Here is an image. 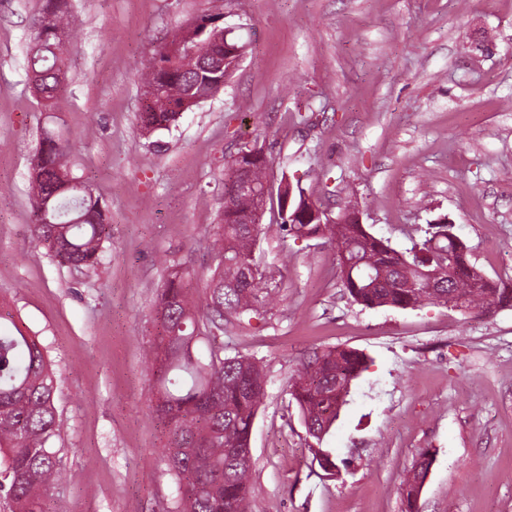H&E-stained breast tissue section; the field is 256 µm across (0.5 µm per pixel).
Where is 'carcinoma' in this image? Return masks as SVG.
I'll return each mask as SVG.
<instances>
[{"instance_id": "carcinoma-1", "label": "carcinoma", "mask_w": 512, "mask_h": 512, "mask_svg": "<svg viewBox=\"0 0 512 512\" xmlns=\"http://www.w3.org/2000/svg\"><path fill=\"white\" fill-rule=\"evenodd\" d=\"M73 19L71 0H42L32 23L29 71L40 104L52 108L66 80L62 56ZM201 24L185 27L172 42L199 46V51L224 63L221 71L201 68L199 58H172L164 47L154 48L143 78L140 131L152 135L168 130L180 115L194 108L191 101L212 84L234 73V59L224 60V25L212 13ZM74 145L51 133L39 142L29 172V200L36 216L35 241L62 265L89 269L102 260L103 243L112 225L91 185L71 171ZM249 166L252 182L261 190L269 180L270 160L243 156L227 162L224 191L234 184V167ZM303 190L293 189L280 228L295 239H327L338 252L343 287L365 307L407 309L426 303L448 305V294L466 298L467 309L485 313L512 306V289L471 265L466 244L448 225L431 224L425 239L406 252L373 236L362 224H302L290 218ZM254 207L241 195L234 209L224 211L213 226L216 264L204 283L180 264L167 266V279L156 305V334L148 346L157 397L152 414L167 429L163 458L176 480L172 512H241L252 457V428L264 395L263 368L252 358L229 356L198 346L211 341L224 322L243 323L259 313L262 277L253 250L258 224H241L239 217ZM365 358L354 349L334 348L315 355L294 375L290 395L300 409L307 433L320 441L336 421L339 398L348 396ZM57 379L36 337L15 322H0V498L11 512H45L50 487L60 476L49 441L60 429L54 404ZM429 452L419 454L403 484L405 512H419L420 484L432 466Z\"/></svg>"}]
</instances>
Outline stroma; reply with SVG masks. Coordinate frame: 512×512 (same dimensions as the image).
Segmentation results:
<instances>
[{"mask_svg": "<svg viewBox=\"0 0 512 512\" xmlns=\"http://www.w3.org/2000/svg\"><path fill=\"white\" fill-rule=\"evenodd\" d=\"M222 5L245 47L227 84L153 149L137 125L155 46ZM40 0H0V320L57 373L62 480L48 512H170L144 350L170 262L210 273L224 162L262 146L273 177L353 210L398 251L448 218L471 264L512 288V0H75L54 108L25 63ZM77 142L72 171L112 225L102 262L75 271L32 238L29 162L44 130ZM255 256L275 301L217 338L256 359L265 395L251 435V512H403V482L435 461L419 512H512V308H368L334 245L264 224ZM348 347L367 369L323 440L290 395L314 354ZM331 454L326 473L313 447Z\"/></svg>", "mask_w": 512, "mask_h": 512, "instance_id": "35a3bbf8", "label": "stroma"}]
</instances>
